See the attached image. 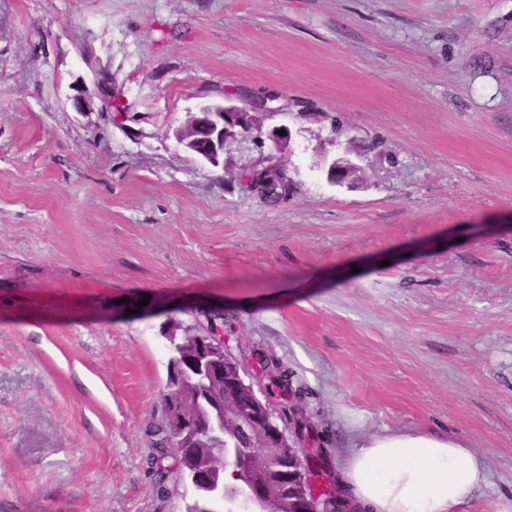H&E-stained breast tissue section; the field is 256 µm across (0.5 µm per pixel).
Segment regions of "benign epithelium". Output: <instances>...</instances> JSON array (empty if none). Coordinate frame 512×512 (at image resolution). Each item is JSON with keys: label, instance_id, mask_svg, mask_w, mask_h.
Listing matches in <instances>:
<instances>
[{"label": "benign epithelium", "instance_id": "benign-epithelium-1", "mask_svg": "<svg viewBox=\"0 0 512 512\" xmlns=\"http://www.w3.org/2000/svg\"><path fill=\"white\" fill-rule=\"evenodd\" d=\"M276 111L264 101L204 106L187 128L175 130V136L197 158L211 165L220 159L224 170L236 168L249 182L258 167L282 168L280 155L291 142V131L285 125L263 129ZM357 171L358 165L348 157L328 166V176L336 182ZM180 329L176 323L166 336L177 361L167 383L161 424L169 438L164 447L188 449L191 485L207 484L216 498H224L219 473L198 465L199 448L224 431V416L231 414L251 435L257 455L274 461L258 477L256 512H345L336 489L326 488L322 495L312 489L306 449L297 446L287 420L272 409L271 383L257 392L246 382L245 369L231 357L221 336L223 329L200 337L192 346L177 335Z\"/></svg>", "mask_w": 512, "mask_h": 512}]
</instances>
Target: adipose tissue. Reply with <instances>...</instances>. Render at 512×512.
<instances>
[{"mask_svg": "<svg viewBox=\"0 0 512 512\" xmlns=\"http://www.w3.org/2000/svg\"><path fill=\"white\" fill-rule=\"evenodd\" d=\"M486 481L467 448L422 434L372 436L345 471L360 512H455Z\"/></svg>", "mask_w": 512, "mask_h": 512, "instance_id": "ef3b65f1", "label": "adipose tissue"}]
</instances>
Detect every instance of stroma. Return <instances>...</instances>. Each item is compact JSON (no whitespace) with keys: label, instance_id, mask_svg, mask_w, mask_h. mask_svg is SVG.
<instances>
[{"label":"stroma","instance_id":"stroma-1","mask_svg":"<svg viewBox=\"0 0 512 512\" xmlns=\"http://www.w3.org/2000/svg\"><path fill=\"white\" fill-rule=\"evenodd\" d=\"M227 98L294 130L285 197L176 139ZM174 322L287 374L327 482L422 433L512 504V0H0V512H185Z\"/></svg>","mask_w":512,"mask_h":512}]
</instances>
